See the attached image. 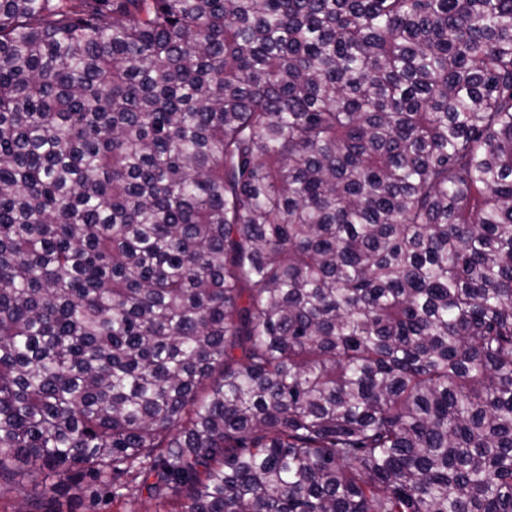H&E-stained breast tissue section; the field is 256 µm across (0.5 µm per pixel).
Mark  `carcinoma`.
I'll use <instances>...</instances> for the list:
<instances>
[{
    "label": "carcinoma",
    "mask_w": 512,
    "mask_h": 512,
    "mask_svg": "<svg viewBox=\"0 0 512 512\" xmlns=\"http://www.w3.org/2000/svg\"><path fill=\"white\" fill-rule=\"evenodd\" d=\"M14 462L512 512V0H0Z\"/></svg>",
    "instance_id": "1"
}]
</instances>
